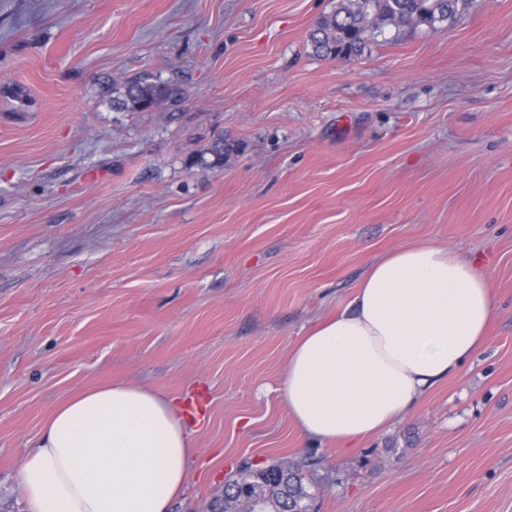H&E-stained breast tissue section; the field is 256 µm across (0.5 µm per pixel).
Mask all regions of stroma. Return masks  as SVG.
Instances as JSON below:
<instances>
[{
    "mask_svg": "<svg viewBox=\"0 0 512 512\" xmlns=\"http://www.w3.org/2000/svg\"><path fill=\"white\" fill-rule=\"evenodd\" d=\"M332 0H0V512L51 412L112 382L204 397L170 512L242 461H312L318 512H512V0L321 56ZM179 105L112 106L144 73ZM224 165L186 162L216 136ZM480 261L488 340L349 448L301 436L295 343L369 265Z\"/></svg>",
    "mask_w": 512,
    "mask_h": 512,
    "instance_id": "stroma-1",
    "label": "stroma"
}]
</instances>
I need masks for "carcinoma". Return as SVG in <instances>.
Masks as SVG:
<instances>
[{
  "mask_svg": "<svg viewBox=\"0 0 512 512\" xmlns=\"http://www.w3.org/2000/svg\"><path fill=\"white\" fill-rule=\"evenodd\" d=\"M465 0H338L336 8L318 19L309 34L315 52L322 56H357L386 27L429 25L453 17ZM112 106L127 112H140L177 100L179 91L150 74L125 81L115 89ZM224 136L192 155L188 167L216 168L224 165ZM309 466L277 462L267 472H288L286 487L266 485L258 512H313L314 495L302 483V468Z\"/></svg>",
  "mask_w": 512,
  "mask_h": 512,
  "instance_id": "cac0c4a2",
  "label": "carcinoma"
}]
</instances>
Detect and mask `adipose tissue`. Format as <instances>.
Returning <instances> with one entry per match:
<instances>
[{"label":"adipose tissue","mask_w":512,"mask_h":512,"mask_svg":"<svg viewBox=\"0 0 512 512\" xmlns=\"http://www.w3.org/2000/svg\"><path fill=\"white\" fill-rule=\"evenodd\" d=\"M498 313L487 277L419 243L369 266L342 311L291 349L279 393L302 435L347 443L408 414L483 347ZM193 438L174 401L116 383L70 398L19 466L29 512H168Z\"/></svg>","instance_id":"ef3b65f1"}]
</instances>
